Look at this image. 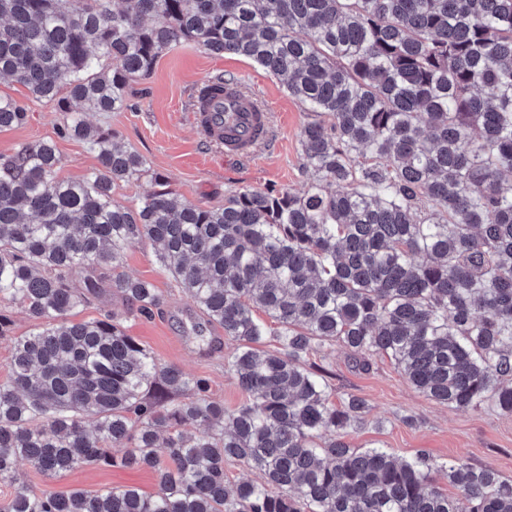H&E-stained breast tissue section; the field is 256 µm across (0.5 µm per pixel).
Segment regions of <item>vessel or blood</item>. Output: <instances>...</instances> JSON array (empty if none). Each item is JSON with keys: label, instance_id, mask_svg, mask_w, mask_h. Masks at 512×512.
Masks as SVG:
<instances>
[{"label": "vessel or blood", "instance_id": "1", "mask_svg": "<svg viewBox=\"0 0 512 512\" xmlns=\"http://www.w3.org/2000/svg\"><path fill=\"white\" fill-rule=\"evenodd\" d=\"M191 112L199 132L224 155L242 158L250 153L255 129L268 119L269 107L257 94L248 100L217 91Z\"/></svg>", "mask_w": 512, "mask_h": 512}]
</instances>
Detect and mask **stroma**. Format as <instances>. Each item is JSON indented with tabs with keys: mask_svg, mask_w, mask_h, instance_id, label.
Listing matches in <instances>:
<instances>
[{
	"mask_svg": "<svg viewBox=\"0 0 512 512\" xmlns=\"http://www.w3.org/2000/svg\"><path fill=\"white\" fill-rule=\"evenodd\" d=\"M225 72L238 75L248 89L259 91L270 107L274 146L257 147L244 160L221 157L202 139L190 118L189 101L195 88ZM0 95L24 104L28 113L25 124L0 130V155H11L23 144L51 141L61 159V178L79 181L96 167L88 143L59 136L55 105L34 100L26 88L8 80H0ZM131 99L133 108L86 114L92 125L112 130L150 169L149 176L114 188L113 198L124 206L137 208L143 197L162 186L176 199L209 207L222 206L225 193L240 188L276 187L297 193L306 189L299 132L307 114L277 77L254 62L234 55L213 56L185 41L158 60L150 77L133 83ZM124 270L131 277L153 282L164 295L161 313L125 318L127 333L137 337L159 362L206 379L211 396L223 400L225 408L241 404L245 396L224 366L233 341H225L220 348L199 349L186 326L193 304L160 268L149 245L128 250ZM323 367L335 396L353 394L369 406L366 425L345 436L351 447H382L403 459L424 451L443 464L461 458L512 479V415L490 406L460 410L428 399L386 357H377L369 371L361 372L337 350ZM410 416L416 417L415 425L407 424ZM18 470L20 482L37 490L94 492L135 486L151 493L157 488L154 473L139 468L87 466L48 478L24 461Z\"/></svg>",
	"mask_w": 512,
	"mask_h": 512,
	"instance_id": "stroma-1",
	"label": "stroma"
}]
</instances>
